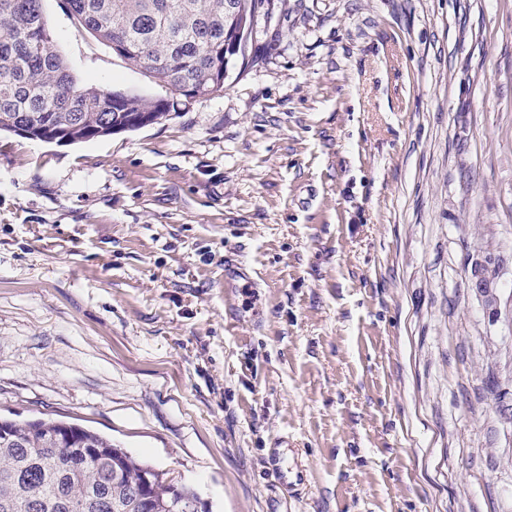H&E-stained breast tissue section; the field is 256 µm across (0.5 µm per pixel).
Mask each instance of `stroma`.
Masks as SVG:
<instances>
[{
	"mask_svg": "<svg viewBox=\"0 0 512 512\" xmlns=\"http://www.w3.org/2000/svg\"><path fill=\"white\" fill-rule=\"evenodd\" d=\"M42 10L80 83L168 96ZM0 417L210 512H512V0H264L223 92L1 132Z\"/></svg>",
	"mask_w": 512,
	"mask_h": 512,
	"instance_id": "35a3bbf8",
	"label": "stroma"
}]
</instances>
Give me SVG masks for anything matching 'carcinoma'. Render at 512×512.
Here are the masks:
<instances>
[{"instance_id":"carcinoma-1","label":"carcinoma","mask_w":512,"mask_h":512,"mask_svg":"<svg viewBox=\"0 0 512 512\" xmlns=\"http://www.w3.org/2000/svg\"><path fill=\"white\" fill-rule=\"evenodd\" d=\"M81 26L142 68L173 98L148 99L78 84L53 49L41 0H0V131L76 143L153 125L196 88L224 90L226 0H67ZM241 4L239 27L255 22ZM123 100L112 103V96ZM150 480L148 512H208L169 473L100 434L66 422L0 419V512H141L133 493Z\"/></svg>"}]
</instances>
